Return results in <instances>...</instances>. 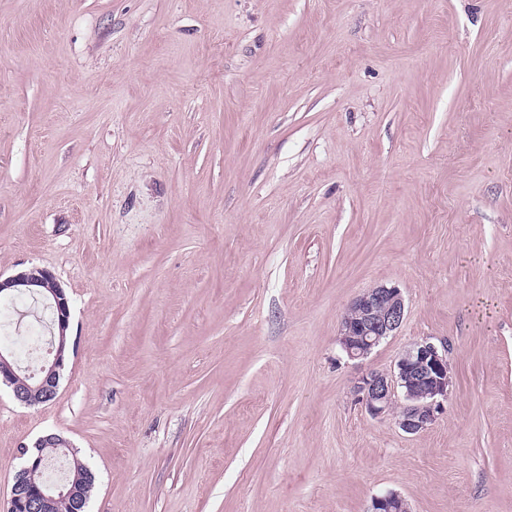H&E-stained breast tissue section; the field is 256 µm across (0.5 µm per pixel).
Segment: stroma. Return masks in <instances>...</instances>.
Segmentation results:
<instances>
[{
	"label": "stroma",
	"mask_w": 512,
	"mask_h": 512,
	"mask_svg": "<svg viewBox=\"0 0 512 512\" xmlns=\"http://www.w3.org/2000/svg\"><path fill=\"white\" fill-rule=\"evenodd\" d=\"M34 264L72 350L51 402L0 385V512L50 432L87 512H512V0H0V275ZM423 339L409 434L353 383ZM405 318V301L397 287L380 285L356 298L340 322L338 342L350 359L366 358ZM449 384L448 345L438 347L422 340L400 354L390 373L370 371L362 375L354 391L375 418L392 412L401 395L404 405L399 426L414 434L436 422L448 400ZM370 512H410V510L400 494L389 491L372 499Z\"/></svg>",
	"instance_id": "obj_1"
}]
</instances>
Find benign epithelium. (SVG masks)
Masks as SVG:
<instances>
[{"mask_svg": "<svg viewBox=\"0 0 512 512\" xmlns=\"http://www.w3.org/2000/svg\"><path fill=\"white\" fill-rule=\"evenodd\" d=\"M41 295L52 310V359L38 374L23 371L13 352L0 348V383L7 384L16 401L30 405L31 395L40 394L43 403L54 400L70 352V304L55 275L37 265L0 278V297ZM405 318V301L395 286L380 285L356 298L340 322L338 342L351 359L367 357L387 337L393 335ZM450 384L448 346L431 341L413 343L395 362L393 371H370L354 386L368 413L375 417L393 411L397 398L404 405L399 426L414 434L434 424L448 400ZM57 448L65 457L71 456L72 445L58 433L39 437L33 447L23 449V463L15 475L7 512H83L81 486L83 476L79 461H74L73 478L60 484H27L29 473L44 465L42 449ZM370 512H410L400 494L389 491L372 499Z\"/></svg>", "mask_w": 512, "mask_h": 512, "instance_id": "obj_1", "label": "benign epithelium"}]
</instances>
